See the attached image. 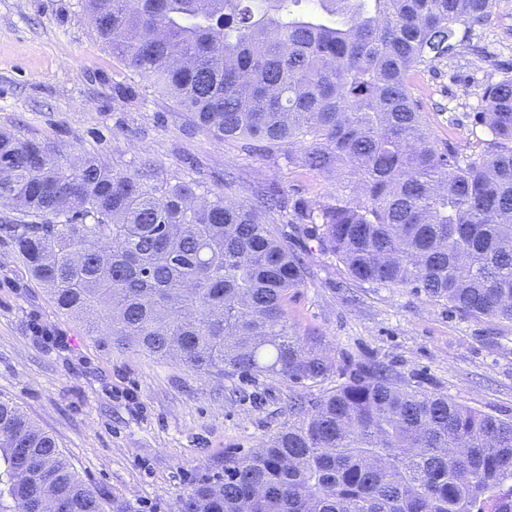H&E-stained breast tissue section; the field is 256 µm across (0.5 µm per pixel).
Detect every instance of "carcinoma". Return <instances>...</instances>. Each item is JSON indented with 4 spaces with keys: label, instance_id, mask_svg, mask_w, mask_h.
Instances as JSON below:
<instances>
[{
    "label": "carcinoma",
    "instance_id": "1",
    "mask_svg": "<svg viewBox=\"0 0 512 512\" xmlns=\"http://www.w3.org/2000/svg\"><path fill=\"white\" fill-rule=\"evenodd\" d=\"M500 0H82L112 57L221 140L303 152L339 172L325 200L276 186L247 203L116 173L0 131V239L56 307L123 348L209 373L280 375L307 390L288 426L224 459L176 512H512V421L409 388L379 366L334 370L288 324L306 268L267 215L311 225L355 283L410 287L512 323V71L482 92L478 138L439 139L412 94ZM27 452L21 471L16 449ZM131 512L0 398V512Z\"/></svg>",
    "mask_w": 512,
    "mask_h": 512
}]
</instances>
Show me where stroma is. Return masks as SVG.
I'll list each match as a JSON object with an SVG mask.
<instances>
[{"label":"stroma","instance_id":"stroma-1","mask_svg":"<svg viewBox=\"0 0 512 512\" xmlns=\"http://www.w3.org/2000/svg\"><path fill=\"white\" fill-rule=\"evenodd\" d=\"M472 40L511 68L512 0ZM490 63L464 52L424 69L413 86L435 135L454 134L465 152L487 133L472 115L484 105ZM119 68L80 0H0V130L125 175L147 158L158 181L195 180L214 196L231 171L232 198L244 203L271 184L316 200L335 192V174L289 166L259 141L217 139L146 83L136 99L117 96ZM284 231L308 268L288 297V318L336 360L328 386L376 361L422 390L512 419V323L464 317L408 288L356 284L303 228ZM296 392L284 377L200 374L87 333L0 241V397L53 435L87 483L132 512H173L191 485L223 475L225 457L262 447L287 426Z\"/></svg>","mask_w":512,"mask_h":512}]
</instances>
